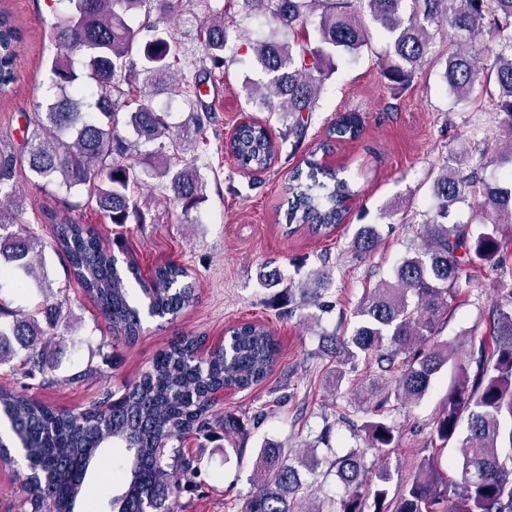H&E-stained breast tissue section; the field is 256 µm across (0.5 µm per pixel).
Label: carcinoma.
I'll use <instances>...</instances> for the list:
<instances>
[{"instance_id": "carcinoma-1", "label": "carcinoma", "mask_w": 512, "mask_h": 512, "mask_svg": "<svg viewBox=\"0 0 512 512\" xmlns=\"http://www.w3.org/2000/svg\"><path fill=\"white\" fill-rule=\"evenodd\" d=\"M186 0H68L50 27L57 53L51 63L53 98L35 114L23 158L43 186L65 192L68 208L91 206L111 224H144L148 212L135 199L140 177L129 163L138 142L154 143L155 174L166 179L165 190L181 205L183 222L205 201V185L197 167L179 164L181 153L196 142L202 117L194 129L174 134L166 114L142 102L149 88L165 87L173 94L201 100L200 86L212 71L224 66L228 32L224 16L203 21V49L210 66L184 84L169 83L180 62V43L170 25ZM246 16L261 14L275 25L272 36L246 44L268 76L265 93L255 107L278 106L286 120L283 137L300 140L308 114L315 111L325 81L335 71L337 56L353 58L370 47L364 17L370 18L388 40L383 74L391 83L408 86L429 60L435 36L448 25L456 48L448 52L443 77L455 102L470 100L475 89L488 96V111L498 125L512 129V0H239ZM319 13L315 32L306 23ZM142 17L134 28L126 17ZM489 34L491 58L480 65L478 37ZM21 31L0 15V90L14 78ZM84 58L74 67L71 56ZM125 127L135 140L123 135ZM362 132L355 112L340 115L329 126L330 143L355 139ZM279 150L268 128L257 122L240 124L229 151L241 168L268 169ZM17 158L0 155V193L10 187ZM457 166L442 168L432 183L434 208L423 220L422 247L406 256L384 280L366 292L354 311L349 335H331L334 387L341 388L359 364L375 366L390 375L392 393L401 404L419 402L448 363V345L435 340L442 316L452 306L467 267L495 261L502 276L512 278L506 259L512 254V169L490 183L479 170L491 164L512 165V151L486 155L470 166L469 152L457 156ZM72 196L79 201L71 202ZM355 196L338 170L315 159L296 168L288 183V226H305L314 235H328L344 223L347 200ZM479 212L483 230L454 219L462 206ZM23 201L15 197L0 205V261L9 265L6 276H30V257L36 238L9 231L17 223ZM54 248L63 254L69 272L90 296L112 330L134 339L141 332V307L127 284L135 280L151 316H174L196 300L188 268L174 263L158 266L148 280L132 262L118 267L94 229L67 216L54 218ZM377 246L373 226L356 231L353 247L369 256ZM331 274L320 271L314 281L288 287V301L299 296L297 308H314L306 318L319 321L332 305L324 300ZM510 307L491 313L490 329L448 390L446 404L434 422L440 447L423 459L414 475L395 493L384 467L367 477L364 450L355 448L336 460L343 485L338 512H512V289ZM45 329L30 314L17 318L0 302V358L13 336L27 350L29 370L46 366L38 349ZM203 340L183 336L163 350L152 367L113 398L105 396L90 409L54 411L22 392L0 391V420L11 435L0 439V465L14 460L15 437L39 478L27 487L24 512H75L90 470L100 467L109 448L125 449L110 462L120 489L109 501V512H172L170 498L193 477V461L183 457L184 435L211 430L210 394L224 387L248 389L273 370L279 346L260 323H244L229 330L224 346L201 356ZM354 413L361 414L368 447L391 448L395 426L385 412L388 399L372 406L358 388L349 391ZM456 443L460 456L448 478L443 449ZM172 451L173 464L156 460L154 449ZM313 471L305 456L291 457L281 447L260 449L254 474L255 491L245 512H298L296 494L302 486L299 468Z\"/></svg>"}]
</instances>
